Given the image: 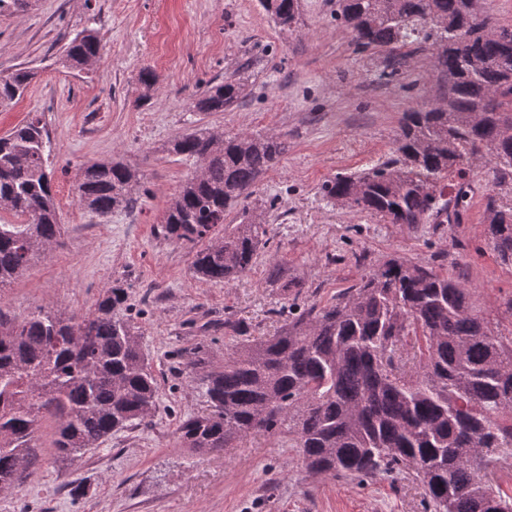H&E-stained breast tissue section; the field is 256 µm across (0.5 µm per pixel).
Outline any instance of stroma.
Wrapping results in <instances>:
<instances>
[{
	"label": "stroma",
	"instance_id": "obj_1",
	"mask_svg": "<svg viewBox=\"0 0 512 512\" xmlns=\"http://www.w3.org/2000/svg\"><path fill=\"white\" fill-rule=\"evenodd\" d=\"M337 0H301V23L283 32L259 0H30L0 13V75L35 77L24 96L0 107V136L31 117L53 145L59 242L23 277L0 290V312L20 320L37 307L85 313L115 279H127L128 314L157 376L154 413L112 433L71 461L52 458L53 424L37 433L39 460L20 488L0 492V512H428L417 482L397 474L361 480L309 472L287 435L249 437L221 453L194 454L176 442L203 399L179 374L180 351L201 343L220 359L236 323L266 336L289 313L325 303L393 257L438 270L471 290L476 313L512 329V266L485 237L488 199L512 203V180H488L471 166V192L458 224H388L323 199L336 173L367 170L392 152L405 112L435 100L443 77L433 50H358L337 20ZM102 43L90 66L62 59L75 35ZM393 82L380 81L391 58ZM250 63L245 96L221 112L191 111L197 92ZM157 84L144 96L142 69ZM224 134H274L287 154L264 173L247 205L269 227L253 269L224 284L191 270L192 255L155 232L196 162L166 146L192 126ZM119 161L138 171V204L100 218L75 187L82 164ZM86 484L70 493L71 480Z\"/></svg>",
	"mask_w": 512,
	"mask_h": 512
}]
</instances>
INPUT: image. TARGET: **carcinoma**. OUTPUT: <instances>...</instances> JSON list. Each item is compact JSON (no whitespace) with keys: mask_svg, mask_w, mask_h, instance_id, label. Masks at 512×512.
<instances>
[{"mask_svg":"<svg viewBox=\"0 0 512 512\" xmlns=\"http://www.w3.org/2000/svg\"><path fill=\"white\" fill-rule=\"evenodd\" d=\"M282 31L299 26V0H259ZM478 0H338V17L361 49L402 44L436 51L440 99L406 114L396 155L359 174L338 173L322 196L390 224H457L470 193L463 162L486 152L496 180L512 178V26L487 32ZM98 32L78 33L66 61L99 58ZM33 73L0 76V106L25 94ZM242 67L195 96V112H222L249 85ZM168 151L201 164L182 184L158 233L194 255L193 273L228 284L250 271L267 225L242 208L259 177L288 152L273 135L217 142L204 128ZM41 119L0 136V201L20 218L0 224V289L61 236ZM456 174L445 186L442 179ZM140 180L116 162L81 168L76 194L98 217L134 208ZM224 234L213 237L218 228ZM485 233L512 266V206L491 198ZM211 240L204 248L203 240ZM126 282L84 314L38 307L13 321L0 312V491L21 487L36 462L41 418L57 424L54 459L73 460L156 409L158 384L142 336L126 314ZM205 408L177 429L181 446L220 451L257 434L286 432L314 473L421 483L430 512H512L489 476L493 455L512 456V330H493L470 289L432 266L390 258L324 305H310L273 336L241 339L214 359L201 346L179 354Z\"/></svg>","mask_w":512,"mask_h":512,"instance_id":"cac0c4a2","label":"carcinoma"}]
</instances>
